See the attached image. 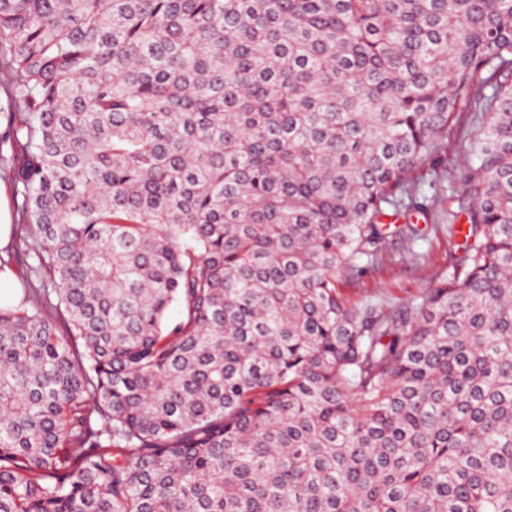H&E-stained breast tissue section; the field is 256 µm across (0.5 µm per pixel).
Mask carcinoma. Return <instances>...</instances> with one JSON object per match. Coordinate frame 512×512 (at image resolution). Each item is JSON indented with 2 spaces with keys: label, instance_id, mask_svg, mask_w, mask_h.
Instances as JSON below:
<instances>
[{
  "label": "carcinoma",
  "instance_id": "cac0c4a2",
  "mask_svg": "<svg viewBox=\"0 0 512 512\" xmlns=\"http://www.w3.org/2000/svg\"><path fill=\"white\" fill-rule=\"evenodd\" d=\"M0 83V512H512V0H0ZM477 103L463 261L350 306ZM0 181L7 191L6 194L0 184V250L10 244L13 238L14 224V245L11 248L12 250L10 249L11 252L9 253L14 257L17 253L28 252L30 243H32V235L31 230L27 226V221L22 216L19 206L21 198L17 197L13 184L8 177L3 176V173H1ZM19 279L8 266L0 270V306L2 304L17 305L19 303ZM20 288H23L20 284Z\"/></svg>",
  "mask_w": 512,
  "mask_h": 512
}]
</instances>
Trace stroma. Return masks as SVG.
Here are the masks:
<instances>
[{
	"label": "stroma",
	"mask_w": 512,
	"mask_h": 512,
	"mask_svg": "<svg viewBox=\"0 0 512 512\" xmlns=\"http://www.w3.org/2000/svg\"><path fill=\"white\" fill-rule=\"evenodd\" d=\"M419 230L413 245L390 237L372 266L355 276L341 277L339 287L356 306L375 305L392 311L418 300L435 283L447 277L463 256L459 239L448 233V211L436 209L429 214L413 213Z\"/></svg>",
	"instance_id": "obj_1"
}]
</instances>
